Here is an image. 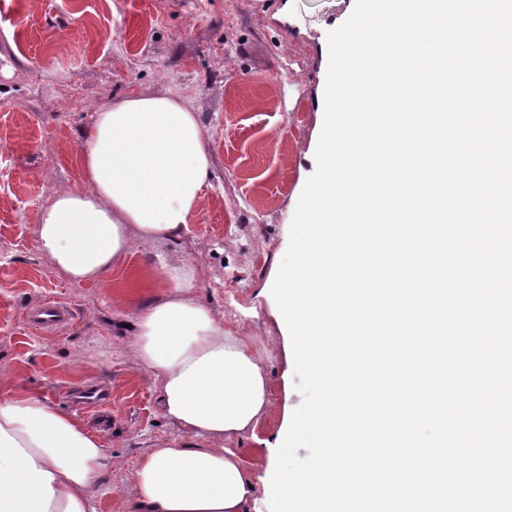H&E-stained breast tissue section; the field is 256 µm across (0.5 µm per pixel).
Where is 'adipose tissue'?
Returning a JSON list of instances; mask_svg holds the SVG:
<instances>
[{"mask_svg": "<svg viewBox=\"0 0 512 512\" xmlns=\"http://www.w3.org/2000/svg\"><path fill=\"white\" fill-rule=\"evenodd\" d=\"M81 157L85 190H60L37 228L38 250L77 282L102 280L136 241L181 235L213 167L195 107L168 93L102 103ZM160 268L169 289L139 314L132 363L156 376L183 444L142 455L129 512H261L258 479L229 442L266 414L268 374L200 299L194 269ZM112 465L75 415L0 398V512H97L92 490Z\"/></svg>", "mask_w": 512, "mask_h": 512, "instance_id": "adipose-tissue-1", "label": "adipose tissue"}]
</instances>
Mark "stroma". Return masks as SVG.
Segmentation results:
<instances>
[{"label": "stroma", "mask_w": 512, "mask_h": 512, "mask_svg": "<svg viewBox=\"0 0 512 512\" xmlns=\"http://www.w3.org/2000/svg\"><path fill=\"white\" fill-rule=\"evenodd\" d=\"M354 0H0V396L27 392L71 410L68 389L109 387L104 417L77 416L116 462L98 512H127L150 448L179 444L156 382L130 361L132 326L169 284L159 256L194 268L200 298L247 337L270 377V412L239 444L264 475L301 397L291 339L271 295L324 117L327 35ZM172 93L192 102L214 166L201 207L173 240L135 242L98 282L74 283L36 246L42 208L85 186L80 140L106 101ZM70 306L41 333L40 300ZM29 326L40 332H50L68 324L71 311L64 302L45 299L32 308L28 317Z\"/></svg>", "instance_id": "stroma-1"}]
</instances>
